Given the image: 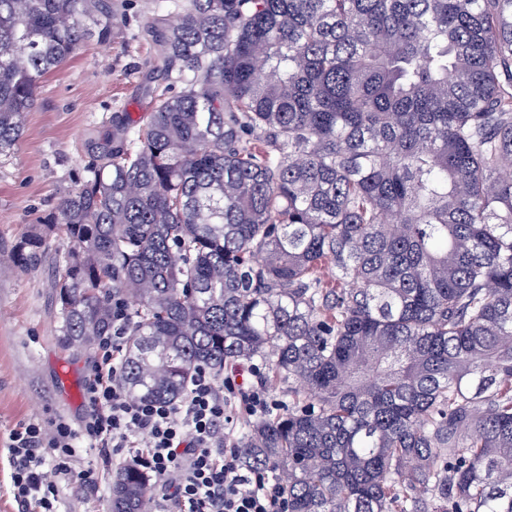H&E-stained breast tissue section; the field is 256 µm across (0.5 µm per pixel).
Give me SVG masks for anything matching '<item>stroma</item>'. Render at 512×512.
Returning a JSON list of instances; mask_svg holds the SVG:
<instances>
[{"instance_id": "35a3bbf8", "label": "stroma", "mask_w": 512, "mask_h": 512, "mask_svg": "<svg viewBox=\"0 0 512 512\" xmlns=\"http://www.w3.org/2000/svg\"><path fill=\"white\" fill-rule=\"evenodd\" d=\"M122 2L111 43L86 38L45 77L21 141L0 155V512L17 510L5 447L10 432L29 421L58 419L76 429L87 413L84 386L96 350L60 343L55 267L47 262L19 268L11 250L84 176L92 151L112 131L114 113H129L137 121L145 115L153 52L142 35L143 22L150 16L172 21L177 12L170 0ZM73 464L91 480L65 489L58 512H109L118 462L103 464L99 454L79 444Z\"/></svg>"}]
</instances>
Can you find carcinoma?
Masks as SVG:
<instances>
[{
  "instance_id": "carcinoma-1",
  "label": "carcinoma",
  "mask_w": 512,
  "mask_h": 512,
  "mask_svg": "<svg viewBox=\"0 0 512 512\" xmlns=\"http://www.w3.org/2000/svg\"><path fill=\"white\" fill-rule=\"evenodd\" d=\"M175 7L143 29L182 91L152 92L138 128L112 117L13 250L61 268L60 341L112 333L122 298V385L143 401L263 362L288 407L242 447L288 512H512V0ZM118 12L0 0V154ZM151 492L121 469L111 512Z\"/></svg>"
}]
</instances>
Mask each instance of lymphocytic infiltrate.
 <instances>
[{"label":"lymphocytic infiltrate","instance_id":"f902f5d3","mask_svg":"<svg viewBox=\"0 0 512 512\" xmlns=\"http://www.w3.org/2000/svg\"><path fill=\"white\" fill-rule=\"evenodd\" d=\"M127 318L126 303L113 299L112 333L96 343L80 429L29 422L10 433L18 512H55L62 488L80 477L72 465L79 437L105 458L150 471L160 488L154 512H285L278 484L244 463L234 425L236 415L273 408L265 386L243 387L235 368L219 380L202 367L179 403L132 400L121 385Z\"/></svg>","mask_w":512,"mask_h":512}]
</instances>
